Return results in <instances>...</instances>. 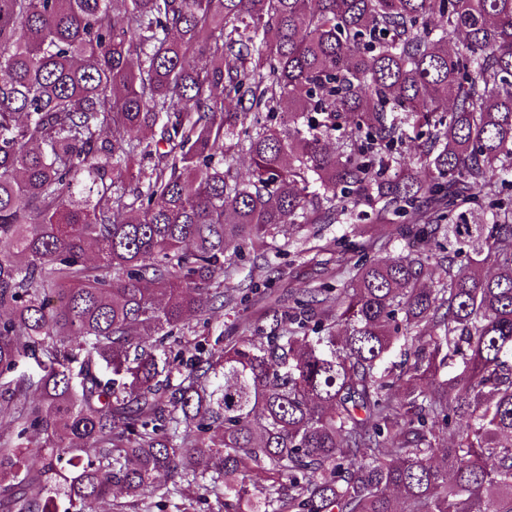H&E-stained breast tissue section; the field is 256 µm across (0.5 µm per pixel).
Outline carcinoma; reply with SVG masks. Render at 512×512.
Segmentation results:
<instances>
[{"label": "carcinoma", "mask_w": 512, "mask_h": 512, "mask_svg": "<svg viewBox=\"0 0 512 512\" xmlns=\"http://www.w3.org/2000/svg\"><path fill=\"white\" fill-rule=\"evenodd\" d=\"M507 184L512 0H0V373L49 361L0 389V477L21 487L4 508L95 512L165 474L221 482L222 512H512ZM355 211L407 253L348 245L346 286L329 274L155 381L189 315L247 301L226 262L269 268ZM397 342L427 364L377 372ZM76 349L114 378L75 384ZM35 434L77 470L34 468ZM47 358L39 355V358L22 357L16 366L0 375V384L10 386L12 389L18 385L27 387L29 383H36L45 373Z\"/></svg>", "instance_id": "carcinoma-1"}]
</instances>
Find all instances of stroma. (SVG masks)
Returning a JSON list of instances; mask_svg holds the SVG:
<instances>
[{"label": "stroma", "mask_w": 512, "mask_h": 512, "mask_svg": "<svg viewBox=\"0 0 512 512\" xmlns=\"http://www.w3.org/2000/svg\"><path fill=\"white\" fill-rule=\"evenodd\" d=\"M316 238L314 251H304L302 243H293L287 256L275 260L273 267L252 268L250 262L238 261L231 265L228 283L249 287V299L245 304L226 307L223 315L212 320L190 317L181 341L167 340L155 350L163 371L161 381L177 387L190 367L196 365L200 352L220 350L226 334L245 335L253 319L263 313L275 300H288L290 294L319 287L320 263L336 262L342 244L372 238L385 243L387 255L394 256L405 249L403 240L395 238L389 224H372L349 215H340L331 222L311 227ZM165 477H158L156 489L147 497L133 498L121 492L102 501L98 512H146L154 503H162L161 512H217L215 492L198 490L190 497L173 496L165 500Z\"/></svg>", "instance_id": "stroma-1"}]
</instances>
